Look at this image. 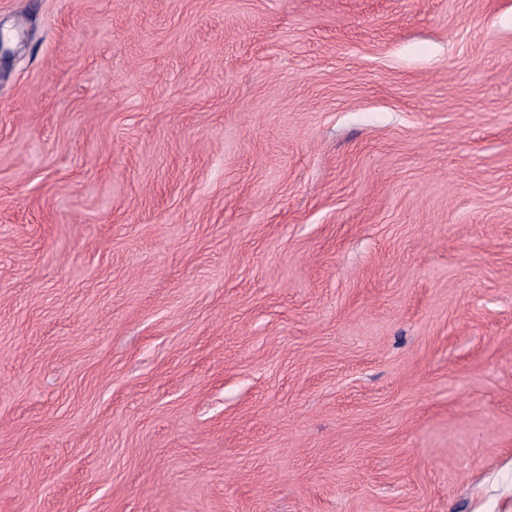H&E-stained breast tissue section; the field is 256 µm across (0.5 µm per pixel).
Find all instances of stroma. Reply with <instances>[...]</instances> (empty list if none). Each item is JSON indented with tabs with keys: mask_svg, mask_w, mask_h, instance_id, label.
<instances>
[{
	"mask_svg": "<svg viewBox=\"0 0 512 512\" xmlns=\"http://www.w3.org/2000/svg\"><path fill=\"white\" fill-rule=\"evenodd\" d=\"M0 512H470L512 458V0H0Z\"/></svg>",
	"mask_w": 512,
	"mask_h": 512,
	"instance_id": "obj_1",
	"label": "stroma"
}]
</instances>
